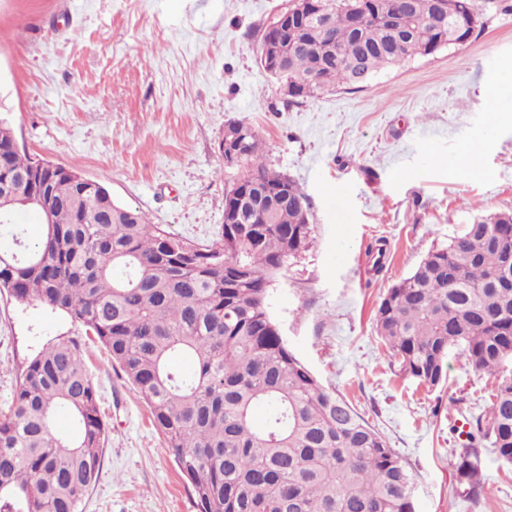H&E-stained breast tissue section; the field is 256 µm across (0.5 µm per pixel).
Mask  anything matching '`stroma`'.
I'll return each instance as SVG.
<instances>
[{"instance_id": "stroma-1", "label": "stroma", "mask_w": 512, "mask_h": 512, "mask_svg": "<svg viewBox=\"0 0 512 512\" xmlns=\"http://www.w3.org/2000/svg\"><path fill=\"white\" fill-rule=\"evenodd\" d=\"M463 48L285 106L259 62L290 0H0V116L27 153L102 183L115 202L196 245L220 238L236 175L220 151L243 120L268 167L311 200V248L268 290L293 351L407 463L415 512H512V466L480 451L467 501L450 466L495 385L458 356L434 390L397 374L373 329L377 305L433 248L481 215L512 210V0H474ZM472 149L477 173L458 159ZM77 341L107 441L82 512H198L144 398L84 327L0 294V411L27 359Z\"/></svg>"}]
</instances>
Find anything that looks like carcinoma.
<instances>
[{"mask_svg":"<svg viewBox=\"0 0 512 512\" xmlns=\"http://www.w3.org/2000/svg\"><path fill=\"white\" fill-rule=\"evenodd\" d=\"M449 2L455 18L441 28L434 0H308L306 21L278 39L285 105L467 45L480 33L473 0ZM229 128L246 137L224 206L238 203L249 223L226 224L218 241L198 246L113 201L102 184L15 148L0 118V205L43 225L36 242L18 230L0 251V292L65 313L105 346L148 403L199 512H415L404 460L294 355L270 314V282L313 243L311 202L263 163L251 125ZM268 190L283 200L269 204ZM37 192L50 204H28ZM375 326L420 386L445 382L452 353L496 377L453 464L477 499L478 448L512 465V211L479 216L429 251L387 290ZM179 356L193 360L192 372L177 367ZM263 404L270 413L257 422ZM105 442L79 344L44 347L0 415V512H79Z\"/></svg>","mask_w":512,"mask_h":512,"instance_id":"cac0c4a2","label":"carcinoma"}]
</instances>
